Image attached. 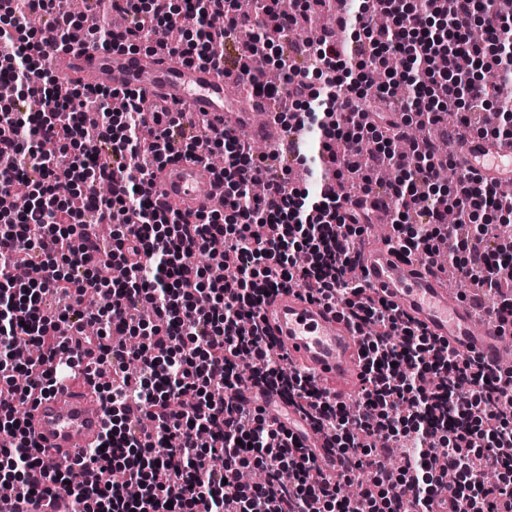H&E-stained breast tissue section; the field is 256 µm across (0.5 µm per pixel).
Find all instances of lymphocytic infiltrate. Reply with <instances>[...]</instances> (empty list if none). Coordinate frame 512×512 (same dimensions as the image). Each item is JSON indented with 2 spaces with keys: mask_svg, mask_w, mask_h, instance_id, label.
Listing matches in <instances>:
<instances>
[{
  "mask_svg": "<svg viewBox=\"0 0 512 512\" xmlns=\"http://www.w3.org/2000/svg\"><path fill=\"white\" fill-rule=\"evenodd\" d=\"M8 2L0 41L13 50L0 55V74L14 92L0 104V195L20 194L29 204L0 226V430L13 438L0 448V480L9 494L65 498L71 512H512V489L501 482L512 475V371L460 356L351 278L366 216L362 196L338 194L350 175L363 181L364 194L401 200L398 247L432 265L447 255L476 308L512 328V286L501 277L512 265L501 234L512 197L462 173L451 199L441 198L436 172L454 161L429 139L407 157L384 145L372 149L369 164L358 161L364 139L389 132L391 113L420 99L427 124L452 118L490 136L483 115L497 89L474 70L494 67L512 80V61L494 50L512 12L498 0H448L443 9L432 0H381L390 24L377 28L361 0L351 49L327 35L302 61L289 60L286 82L251 76L255 95L283 120L308 103L310 73L327 75L332 93L313 110L328 122L305 128L318 134V157L328 164L313 198L231 132L188 126L167 112L146 118L134 92L119 114L111 90L77 85L60 94L49 52L80 26L69 0ZM91 9L102 23L89 42L105 50L153 44L161 29L223 17L195 59L228 77L247 69L218 51L240 0H92ZM314 11V0H294L286 11L280 0L265 6L280 58L289 59L288 31ZM477 22L488 42L469 39ZM389 54L403 55L407 70L375 83ZM351 61L359 70L353 84L338 76ZM31 94L40 95L43 112L22 109ZM86 113L95 114L111 160L74 154ZM48 142L54 152H45ZM176 146L205 162L223 150L214 175L235 185L224 193L229 220L157 199L154 172ZM390 165L403 175L379 182L377 172ZM257 180L265 192L254 198L247 188ZM450 208L452 225L444 222ZM487 209L500 223H478ZM103 221L113 225L107 241L86 230ZM103 251L123 268L122 280L91 274ZM299 282L305 297L361 336L355 402L287 366L274 349L261 311ZM245 361L253 366L247 375L239 371ZM85 363L107 417L100 444L85 462L46 464L21 407ZM254 389L278 395L326 437L340 456L338 476H328L266 406L248 403ZM395 448L404 461L393 468ZM246 470L263 473L264 482H242Z\"/></svg>",
  "mask_w": 512,
  "mask_h": 512,
  "instance_id": "lymphocytic-infiltrate-1",
  "label": "lymphocytic infiltrate"
}]
</instances>
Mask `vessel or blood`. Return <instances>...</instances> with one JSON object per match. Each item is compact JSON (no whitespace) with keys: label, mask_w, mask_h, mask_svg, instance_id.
Masks as SVG:
<instances>
[{"label":"vessel or blood","mask_w":512,"mask_h":512,"mask_svg":"<svg viewBox=\"0 0 512 512\" xmlns=\"http://www.w3.org/2000/svg\"><path fill=\"white\" fill-rule=\"evenodd\" d=\"M66 59L68 78L93 88L134 90L149 112L179 111L184 120L235 133L248 129L254 138L267 142L288 134L287 128L272 120L253 127L250 117L265 107V100L235 99L217 68L185 62L168 48L140 55L98 49L79 38L71 43ZM452 154L461 168L480 178L512 180V142L469 135L453 144ZM156 190L167 200L193 209H215L224 197L204 164L184 158L166 166ZM362 275L366 284L460 355L494 366L505 353H512V336L502 334L498 323L478 324L472 307L449 290L441 273L418 257L405 256L395 246H369L362 255ZM263 314L277 349L287 353L290 361L328 381L358 378L359 338L333 311L283 291L264 307ZM26 419L29 432L51 463L81 460L85 450L98 443L105 425L103 407L91 386L70 377L53 393L31 403ZM4 508L6 512H66L54 501L27 502L17 497Z\"/></svg>","instance_id":"1"}]
</instances>
